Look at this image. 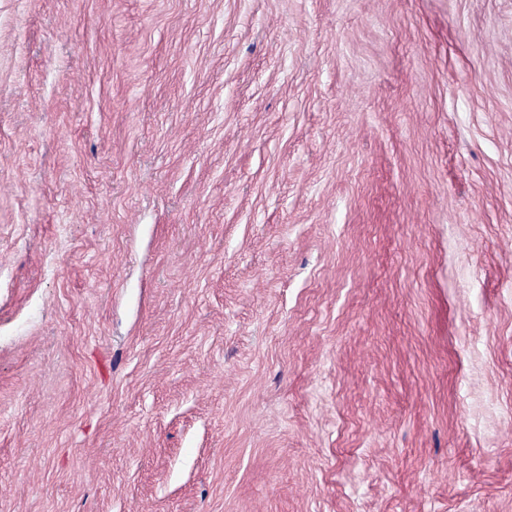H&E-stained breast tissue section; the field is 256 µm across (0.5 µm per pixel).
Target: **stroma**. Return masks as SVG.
<instances>
[{
	"instance_id": "stroma-1",
	"label": "stroma",
	"mask_w": 512,
	"mask_h": 512,
	"mask_svg": "<svg viewBox=\"0 0 512 512\" xmlns=\"http://www.w3.org/2000/svg\"><path fill=\"white\" fill-rule=\"evenodd\" d=\"M0 512H512V0H0Z\"/></svg>"
}]
</instances>
